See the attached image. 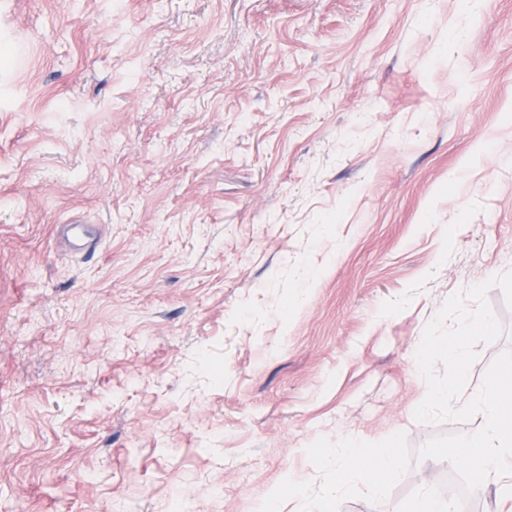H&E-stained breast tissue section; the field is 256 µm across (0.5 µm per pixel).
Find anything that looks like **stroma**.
Here are the masks:
<instances>
[{
  "label": "stroma",
  "instance_id": "1",
  "mask_svg": "<svg viewBox=\"0 0 512 512\" xmlns=\"http://www.w3.org/2000/svg\"><path fill=\"white\" fill-rule=\"evenodd\" d=\"M509 270L512 0H0V512H259L317 438L476 432L413 362Z\"/></svg>",
  "mask_w": 512,
  "mask_h": 512
}]
</instances>
